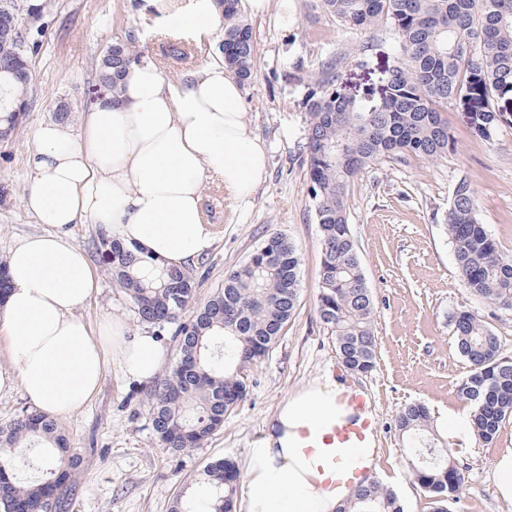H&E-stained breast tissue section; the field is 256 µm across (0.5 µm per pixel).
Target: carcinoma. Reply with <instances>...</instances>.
I'll return each mask as SVG.
<instances>
[{"label": "carcinoma", "mask_w": 512, "mask_h": 512, "mask_svg": "<svg viewBox=\"0 0 512 512\" xmlns=\"http://www.w3.org/2000/svg\"><path fill=\"white\" fill-rule=\"evenodd\" d=\"M224 12L219 45L226 67L240 80L253 73V28L241 15L240 0H218ZM324 11L359 29L382 22L397 40L401 61L388 70L381 94L352 95L341 77L328 75L305 98L308 196L321 243L318 314L336 339L343 366L372 371L377 354L376 305L348 224L349 194L369 164L396 156L438 160L453 150L454 135L444 112L453 106L476 135L488 138L504 115L492 107L498 92L512 91V0H320ZM46 4L0 0V140L22 123L28 108L29 54L37 49L39 27L25 26L43 15ZM135 43H115L102 55L95 80L85 90L90 107L117 94L126 68L139 61ZM446 230L469 293L484 305L512 311V256L477 218L470 183L460 180L448 205ZM96 255L112 281L130 300L138 321L172 323L188 306L192 319L178 326L177 359L164 378L143 391L158 445L170 454L197 448L224 425V415L247 395L244 368L262 362L299 302L297 247L277 233L231 271L207 299H197L198 283L188 269L147 260L140 251L113 239L102 227ZM456 348L472 370L460 394L473 405L472 427L489 441L512 416V358L501 354L499 337L479 312L463 308L451 319ZM409 437L410 472L433 504L448 512L457 500L463 474L438 448L427 408L414 403L396 417ZM30 439L46 454L39 480H17L26 460L14 449ZM84 463L69 447L59 422L28 406L0 428V512H68L73 475ZM239 478L236 463L218 459L203 470L206 492L171 512H233ZM336 512H403L396 494L376 480L357 486Z\"/></svg>", "instance_id": "carcinoma-1"}]
</instances>
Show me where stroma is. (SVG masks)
I'll use <instances>...</instances> for the list:
<instances>
[{"label": "stroma", "instance_id": "35a3bbf8", "mask_svg": "<svg viewBox=\"0 0 512 512\" xmlns=\"http://www.w3.org/2000/svg\"><path fill=\"white\" fill-rule=\"evenodd\" d=\"M40 46L31 57V109L14 136L0 142V265L10 247L33 233L49 232L23 204L29 186L27 160L38 127L54 119L59 104L71 109L80 130L84 91L106 48L135 36L142 59L155 61L166 79L202 69L218 48L193 51L179 62L170 42L156 33L145 0H46ZM257 54L245 83L246 119L264 142L269 177L246 206L225 200L212 185L203 191L204 211L217 226L214 249L191 271L198 299L223 284L272 234L283 233L301 258L300 305L295 317L260 364L247 370L248 393L224 417V426L202 447L173 456L158 446L142 398L143 384L121 380L108 365L98 394L61 417L70 445L85 458L74 484L70 512H169L177 495H192L204 467L217 458L242 462L262 437L277 407L312 379L325 375L361 390L374 409L378 454L372 478L399 496L405 512H431L428 498L407 468L408 441L395 426L402 408L424 404L433 426L445 430L453 413L469 411L459 393L471 366L457 351L451 316L462 308L480 313L512 358V312L478 303L465 290L445 230L453 189L467 179L478 202V219L504 254L512 255V92L495 97L506 113L488 138L473 134L459 112L448 110L456 149L433 161L408 156L365 168L350 189L349 224L376 310L377 363L354 374L336 355V342L317 311L321 249L307 196L304 143L305 94L334 63L350 93L379 91L397 45L385 24L360 30L324 12L319 0H270L251 17ZM98 293L82 314L91 323L115 318L138 331L135 313L104 267L96 269ZM512 453V419L492 441L472 439L454 461L464 475L452 512H512L496 485L500 458Z\"/></svg>", "mask_w": 512, "mask_h": 512}]
</instances>
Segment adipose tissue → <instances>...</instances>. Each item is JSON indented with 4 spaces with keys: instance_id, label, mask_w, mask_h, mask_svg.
Here are the masks:
<instances>
[{
    "instance_id": "adipose-tissue-1",
    "label": "adipose tissue",
    "mask_w": 512,
    "mask_h": 512,
    "mask_svg": "<svg viewBox=\"0 0 512 512\" xmlns=\"http://www.w3.org/2000/svg\"><path fill=\"white\" fill-rule=\"evenodd\" d=\"M152 16L197 47L221 25L217 0H147ZM28 159L26 209L46 234L17 240L6 258L10 288L0 298V335L15 366L0 369V391L21 386L35 404L65 415L100 389L108 363L143 382L165 351L148 332L113 323L111 340L96 334L81 310L95 292L88 256L69 240V225L87 218L155 260L187 267L215 245L200 215L205 181L219 180L248 205L268 179V153L245 118L241 82L215 61L180 82L150 61L129 66L116 100L87 113L80 133L54 121L36 131ZM332 378L313 380L281 403L244 462L236 512H336L351 496L325 485L330 451L323 435L345 411Z\"/></svg>"
}]
</instances>
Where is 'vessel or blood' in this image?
Wrapping results in <instances>:
<instances>
[{"label": "vessel or blood", "instance_id": "obj_1", "mask_svg": "<svg viewBox=\"0 0 512 512\" xmlns=\"http://www.w3.org/2000/svg\"><path fill=\"white\" fill-rule=\"evenodd\" d=\"M374 431V421L355 417L344 422H337L324 434V444L333 449L326 466L322 470L326 484L355 486L367 478V469L360 467L351 458L350 452L361 447L367 437L373 434Z\"/></svg>", "mask_w": 512, "mask_h": 512}]
</instances>
